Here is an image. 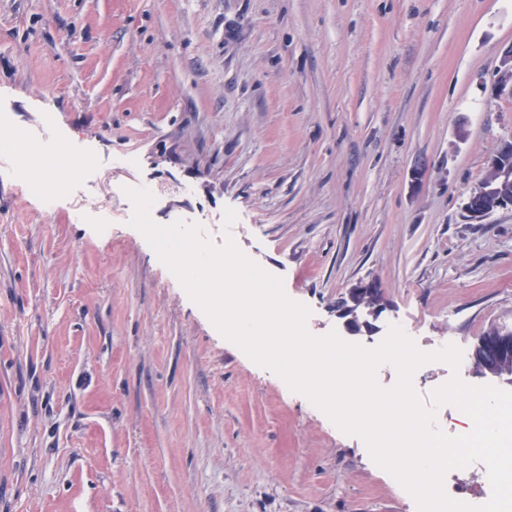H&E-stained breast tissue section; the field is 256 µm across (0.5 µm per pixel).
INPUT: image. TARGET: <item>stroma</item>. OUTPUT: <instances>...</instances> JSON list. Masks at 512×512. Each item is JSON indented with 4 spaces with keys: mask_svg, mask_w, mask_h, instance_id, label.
Segmentation results:
<instances>
[{
    "mask_svg": "<svg viewBox=\"0 0 512 512\" xmlns=\"http://www.w3.org/2000/svg\"><path fill=\"white\" fill-rule=\"evenodd\" d=\"M511 47L512 0H0V113L88 164L49 203L0 152V512H418L218 334L124 190L233 237L314 336L472 355L512 330V209H463L512 139ZM451 375L412 379L448 434Z\"/></svg>",
    "mask_w": 512,
    "mask_h": 512,
    "instance_id": "obj_1",
    "label": "stroma"
}]
</instances>
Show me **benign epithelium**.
<instances>
[{"instance_id": "1", "label": "benign epithelium", "mask_w": 512, "mask_h": 512, "mask_svg": "<svg viewBox=\"0 0 512 512\" xmlns=\"http://www.w3.org/2000/svg\"><path fill=\"white\" fill-rule=\"evenodd\" d=\"M489 176L468 197L465 210L480 221L498 209L512 208V140L503 143L488 162Z\"/></svg>"}]
</instances>
